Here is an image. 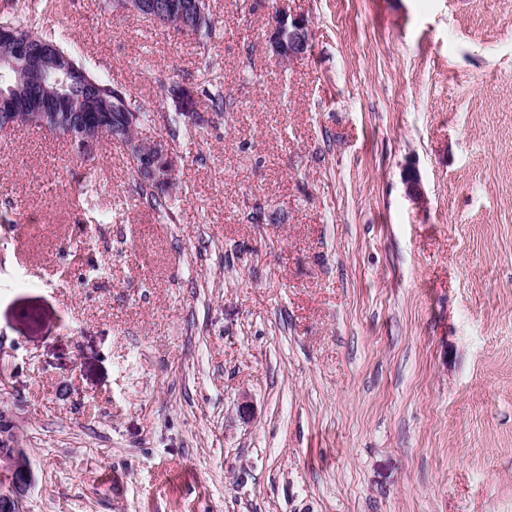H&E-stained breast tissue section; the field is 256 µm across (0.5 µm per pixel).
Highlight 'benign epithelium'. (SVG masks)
I'll list each match as a JSON object with an SVG mask.
<instances>
[{
  "label": "benign epithelium",
  "mask_w": 512,
  "mask_h": 512,
  "mask_svg": "<svg viewBox=\"0 0 512 512\" xmlns=\"http://www.w3.org/2000/svg\"><path fill=\"white\" fill-rule=\"evenodd\" d=\"M114 8L159 24L166 25L174 19L182 32L196 33L210 21L206 0H194L192 9L179 13L177 17L173 16L172 6L167 0H117ZM0 39L14 43L13 56L0 60L1 70L17 68L18 61L22 60L29 79L36 84L60 70L47 63V59L55 56V47L48 46L35 57L28 42L21 40L10 27L0 29ZM310 41L304 19L291 18L285 12L275 16L268 32V42L280 59L288 61L303 57ZM60 71L65 82L81 79L80 72L75 69ZM30 119L34 126L59 128L58 135L75 141L86 158L97 154L105 143L121 147L126 155L138 159V179L141 182L160 184L167 180L170 168L174 167L172 148L167 140L132 135L141 126V114L138 112H122L116 116L112 130L99 127L97 134L92 135L86 130L87 123L79 112L78 101L59 93L36 103ZM0 459L6 463L0 469V512H22L21 501L30 485L29 459L19 443L12 415L4 410L0 411Z\"/></svg>",
  "instance_id": "7a95c632"
}]
</instances>
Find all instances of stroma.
<instances>
[{"label":"stroma","instance_id":"obj_1","mask_svg":"<svg viewBox=\"0 0 512 512\" xmlns=\"http://www.w3.org/2000/svg\"><path fill=\"white\" fill-rule=\"evenodd\" d=\"M207 3L209 33L41 17L168 140L170 217L121 149L0 131L25 512H512V0ZM279 11L311 31L288 63Z\"/></svg>","mask_w":512,"mask_h":512}]
</instances>
